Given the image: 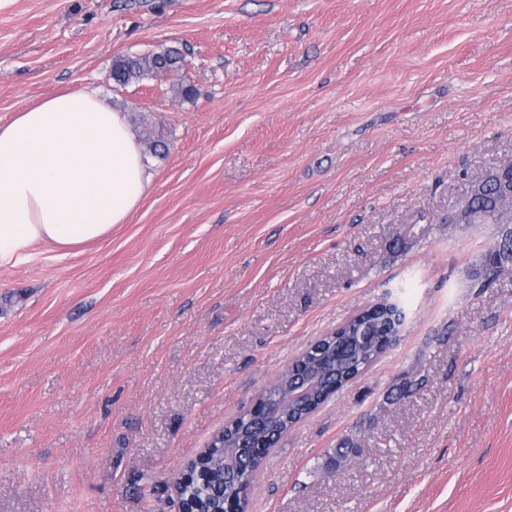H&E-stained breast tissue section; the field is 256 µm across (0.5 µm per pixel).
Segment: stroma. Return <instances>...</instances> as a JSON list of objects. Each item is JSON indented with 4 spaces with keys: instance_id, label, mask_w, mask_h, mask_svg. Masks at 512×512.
Wrapping results in <instances>:
<instances>
[{
    "instance_id": "stroma-1",
    "label": "stroma",
    "mask_w": 512,
    "mask_h": 512,
    "mask_svg": "<svg viewBox=\"0 0 512 512\" xmlns=\"http://www.w3.org/2000/svg\"><path fill=\"white\" fill-rule=\"evenodd\" d=\"M169 47L179 71L113 86ZM87 87L168 148L106 238L0 266V512H177L213 434L386 296L398 341L247 512H512V273L468 279L504 227L452 221L512 161V0H0V126ZM183 61V54L176 48L137 57L122 56L112 64V82L116 88H124L147 75L176 72L182 67Z\"/></svg>"
}]
</instances>
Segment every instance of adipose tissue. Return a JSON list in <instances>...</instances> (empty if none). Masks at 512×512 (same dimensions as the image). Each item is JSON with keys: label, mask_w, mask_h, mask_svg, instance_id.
Instances as JSON below:
<instances>
[{"label": "adipose tissue", "mask_w": 512, "mask_h": 512, "mask_svg": "<svg viewBox=\"0 0 512 512\" xmlns=\"http://www.w3.org/2000/svg\"><path fill=\"white\" fill-rule=\"evenodd\" d=\"M157 172L126 113L95 88L67 92L0 126V265L35 245L68 256L125 223Z\"/></svg>", "instance_id": "adipose-tissue-1"}]
</instances>
